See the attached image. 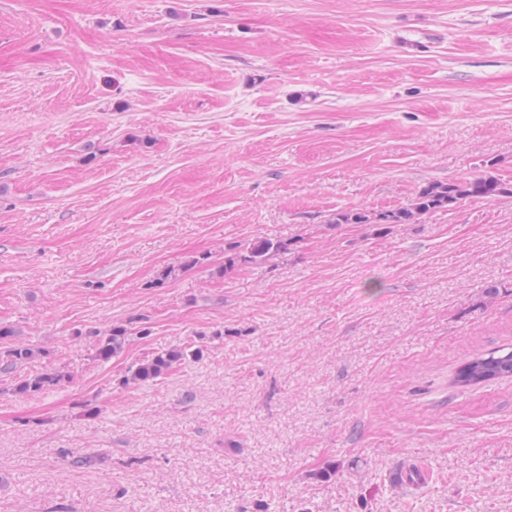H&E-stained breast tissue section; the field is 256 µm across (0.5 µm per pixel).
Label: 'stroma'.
I'll use <instances>...</instances> for the list:
<instances>
[{
  "instance_id": "1",
  "label": "stroma",
  "mask_w": 512,
  "mask_h": 512,
  "mask_svg": "<svg viewBox=\"0 0 512 512\" xmlns=\"http://www.w3.org/2000/svg\"><path fill=\"white\" fill-rule=\"evenodd\" d=\"M482 175L512 0H0V512H512V378L453 384L512 349V197L335 221ZM230 251V253L224 255V264L218 267L217 272L219 274L231 272L238 265L264 264L271 257L288 251V245L281 241L274 242L269 239H261L247 242L243 246L230 249ZM129 335V329L124 325L113 326L107 336L101 340V344L97 350L98 360L107 362L113 356L118 354L126 342ZM35 354L36 352L33 348L25 345H19L0 351V372H10L16 366L32 359ZM202 356L203 350L200 347L194 349L180 347L157 352L151 358L131 366L127 375L121 381L122 385L129 386L155 382L187 360L198 359ZM63 379L61 372H45L29 377L17 384L16 390L19 393H39L59 384Z\"/></svg>"
}]
</instances>
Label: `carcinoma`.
<instances>
[{"label": "carcinoma", "mask_w": 512, "mask_h": 512, "mask_svg": "<svg viewBox=\"0 0 512 512\" xmlns=\"http://www.w3.org/2000/svg\"><path fill=\"white\" fill-rule=\"evenodd\" d=\"M512 194V187L493 176H482L465 181L432 183L415 195L409 204L371 217L362 212H344L336 215L338 224H412L419 217L437 210L450 208L463 198L490 199ZM288 251V244L281 241L261 239L250 241L231 249L224 256V264L218 273L225 274L243 264L261 265L271 257ZM129 329L124 325L112 327L101 340L97 350L98 360L108 362L118 354L126 342ZM35 356V350L25 345L0 351V372L8 373ZM203 356L200 347L172 348L154 354L151 358L129 368L122 385H139L155 382L173 369L191 359ZM512 377V351L497 350L479 354L467 360L456 372L454 384L469 388L489 381ZM65 375L60 372H45L29 377L17 384L22 394L39 393L59 384Z\"/></svg>", "instance_id": "cac0c4a2"}]
</instances>
